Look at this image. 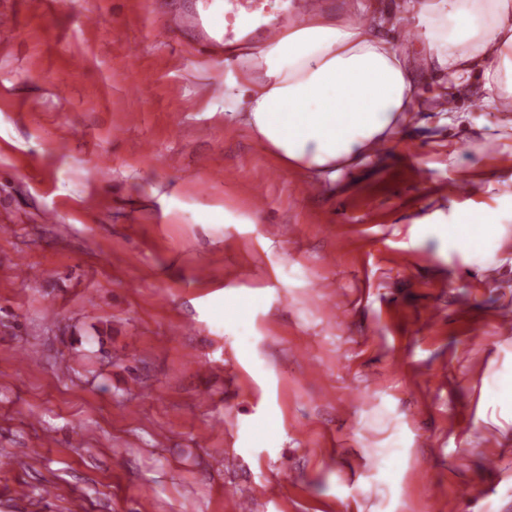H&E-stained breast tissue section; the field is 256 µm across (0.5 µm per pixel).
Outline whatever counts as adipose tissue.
<instances>
[{"label":"adipose tissue","mask_w":512,"mask_h":512,"mask_svg":"<svg viewBox=\"0 0 512 512\" xmlns=\"http://www.w3.org/2000/svg\"><path fill=\"white\" fill-rule=\"evenodd\" d=\"M412 29L418 54L381 37ZM436 76L422 88L420 71ZM479 80L487 106L512 112V0H349L315 14L224 76V98L280 163L318 188L382 157L422 100L446 111L449 84Z\"/></svg>","instance_id":"1"}]
</instances>
